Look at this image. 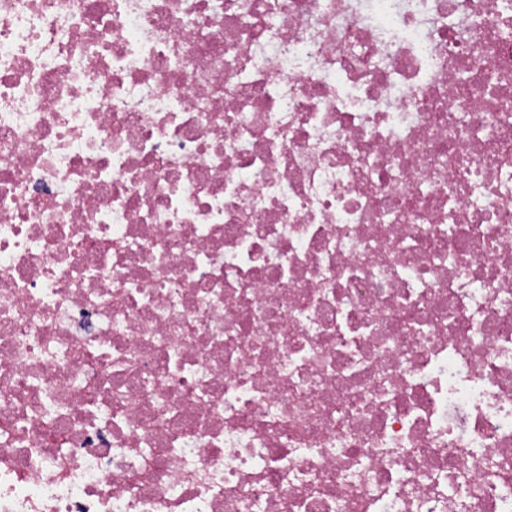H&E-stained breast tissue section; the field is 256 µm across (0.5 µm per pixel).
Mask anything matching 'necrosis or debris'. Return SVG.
I'll return each instance as SVG.
<instances>
[{"mask_svg":"<svg viewBox=\"0 0 512 512\" xmlns=\"http://www.w3.org/2000/svg\"><path fill=\"white\" fill-rule=\"evenodd\" d=\"M0 512H512V0H0Z\"/></svg>","mask_w":512,"mask_h":512,"instance_id":"necrosis-or-debris-1","label":"necrosis or debris"}]
</instances>
